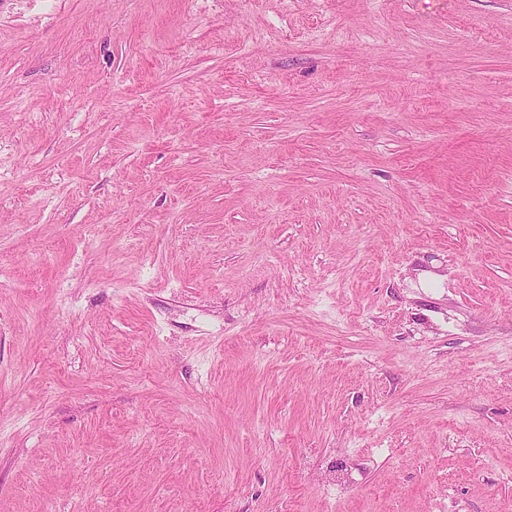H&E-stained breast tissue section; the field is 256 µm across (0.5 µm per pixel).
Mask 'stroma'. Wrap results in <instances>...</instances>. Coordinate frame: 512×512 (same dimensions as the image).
Segmentation results:
<instances>
[{
  "label": "stroma",
  "instance_id": "35a3bbf8",
  "mask_svg": "<svg viewBox=\"0 0 512 512\" xmlns=\"http://www.w3.org/2000/svg\"><path fill=\"white\" fill-rule=\"evenodd\" d=\"M512 0H0V512H502Z\"/></svg>",
  "mask_w": 512,
  "mask_h": 512
}]
</instances>
